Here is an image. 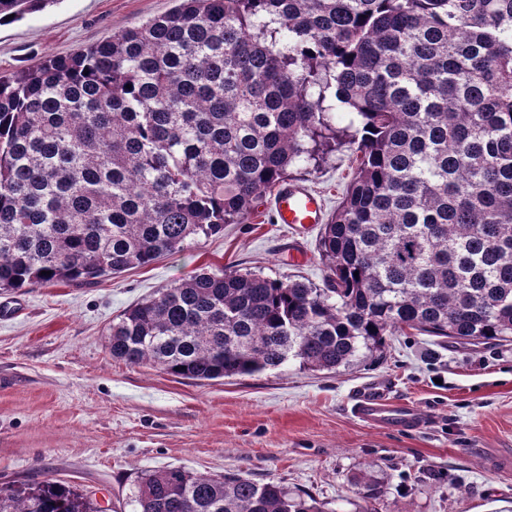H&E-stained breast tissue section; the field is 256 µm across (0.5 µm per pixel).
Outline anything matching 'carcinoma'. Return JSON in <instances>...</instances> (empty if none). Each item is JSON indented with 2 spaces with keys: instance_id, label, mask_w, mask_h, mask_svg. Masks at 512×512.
<instances>
[{
  "instance_id": "carcinoma-1",
  "label": "carcinoma",
  "mask_w": 512,
  "mask_h": 512,
  "mask_svg": "<svg viewBox=\"0 0 512 512\" xmlns=\"http://www.w3.org/2000/svg\"><path fill=\"white\" fill-rule=\"evenodd\" d=\"M53 0H0V25ZM358 171L324 286L204 271L124 311L112 358L179 379L337 370L407 329L512 343V0H178L0 75V290L91 284L246 223L287 168ZM383 495L372 470L356 480ZM137 512H323L284 485L146 474ZM0 512H102L64 481Z\"/></svg>"
}]
</instances>
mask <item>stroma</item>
Masks as SVG:
<instances>
[{
	"label": "stroma",
	"mask_w": 512,
	"mask_h": 512,
	"mask_svg": "<svg viewBox=\"0 0 512 512\" xmlns=\"http://www.w3.org/2000/svg\"><path fill=\"white\" fill-rule=\"evenodd\" d=\"M174 0H59L0 26V73L66 55L169 12ZM359 165L354 145L289 182L321 192L335 212ZM270 195L244 224L187 240L153 263L91 285L0 291V484L51 476L131 512L144 474L240 473L314 497L329 512H507L512 507V344L464 347L417 331L336 371L290 362L255 376L174 378L113 359L109 328L162 288L202 271H254L322 286L320 228L276 223ZM383 383L416 404L423 428L364 424L354 395ZM386 494L363 501L366 469Z\"/></svg>",
	"instance_id": "1"
}]
</instances>
